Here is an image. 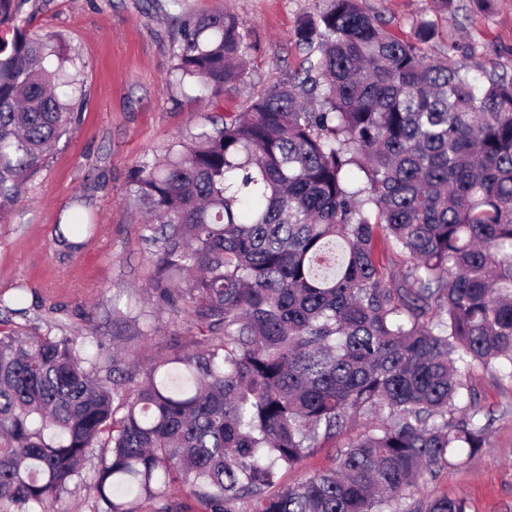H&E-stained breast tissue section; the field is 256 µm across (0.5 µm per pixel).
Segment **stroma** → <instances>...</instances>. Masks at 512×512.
<instances>
[{
    "mask_svg": "<svg viewBox=\"0 0 512 512\" xmlns=\"http://www.w3.org/2000/svg\"><path fill=\"white\" fill-rule=\"evenodd\" d=\"M398 37L432 16V0H363ZM328 0H30L28 30L62 38L77 79L79 119L44 168L29 178L0 223V297L25 288L23 313L8 327L82 336L96 329L112 337L114 309L140 313L133 342L140 365L186 345L198 330L185 313L156 308L146 290L152 254L143 240L144 217L127 204L132 174L211 115L242 111L258 89L305 66L294 38L300 20L318 16ZM226 7L247 35V75L235 88L200 101L194 84L174 85L173 42L179 15ZM472 47L467 62L512 75V0H494L491 13L459 11L440 22L428 55L448 42ZM92 217L97 230L62 239L57 226L74 213ZM462 373L477 396L479 422L489 423L485 448L452 461L421 493L463 500L466 512H512V368L474 364Z\"/></svg>",
    "mask_w": 512,
    "mask_h": 512,
    "instance_id": "35a3bbf8",
    "label": "stroma"
}]
</instances>
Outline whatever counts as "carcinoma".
Listing matches in <instances>:
<instances>
[{"mask_svg":"<svg viewBox=\"0 0 512 512\" xmlns=\"http://www.w3.org/2000/svg\"><path fill=\"white\" fill-rule=\"evenodd\" d=\"M0 0V218L77 118L68 58ZM438 21L394 35L363 0L295 29L306 66L209 116L130 181L149 216L148 299L200 339L141 369L112 346L0 330V512H49L89 452L95 512H466L422 483L485 447L456 368L512 365V78L472 72ZM224 9L192 16L174 72L203 93L246 74ZM361 421L328 471L282 474Z\"/></svg>","mask_w":512,"mask_h":512,"instance_id":"obj_1","label":"carcinoma"}]
</instances>
